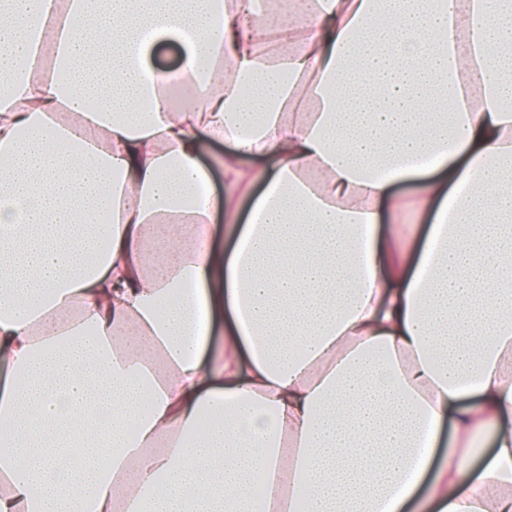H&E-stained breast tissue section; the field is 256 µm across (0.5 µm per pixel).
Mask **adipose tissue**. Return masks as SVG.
I'll list each match as a JSON object with an SVG mask.
<instances>
[{
    "mask_svg": "<svg viewBox=\"0 0 512 512\" xmlns=\"http://www.w3.org/2000/svg\"><path fill=\"white\" fill-rule=\"evenodd\" d=\"M511 100L512 0H0V512H512ZM182 62V49L176 43H161L154 51L151 64L156 69H178Z\"/></svg>",
    "mask_w": 512,
    "mask_h": 512,
    "instance_id": "1",
    "label": "adipose tissue"
}]
</instances>
